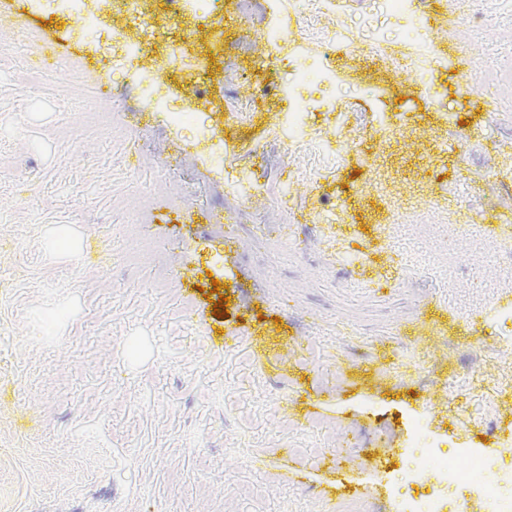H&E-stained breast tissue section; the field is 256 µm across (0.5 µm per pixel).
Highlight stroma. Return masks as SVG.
<instances>
[{"label": "stroma", "mask_w": 512, "mask_h": 512, "mask_svg": "<svg viewBox=\"0 0 512 512\" xmlns=\"http://www.w3.org/2000/svg\"><path fill=\"white\" fill-rule=\"evenodd\" d=\"M269 45L235 0H213L190 39L224 30L238 77L197 99L170 67L114 50L61 0H0V512H399L401 455L476 446L483 477L512 485V350L480 318L497 273L471 236L435 235L408 191L364 208L362 180L427 160H376L380 114L451 132L449 220L479 205L485 176H512V0L436 22L381 0L341 19L359 56L375 38L448 55L400 71L384 96L312 76L303 15L283 0ZM301 71L310 103L289 124L277 82ZM132 93H125L126 85ZM251 99L241 124L230 104ZM361 116L343 166L298 138ZM256 187L246 218L232 186ZM69 250L54 244L58 232ZM454 289H445L447 281Z\"/></svg>", "instance_id": "stroma-1"}]
</instances>
